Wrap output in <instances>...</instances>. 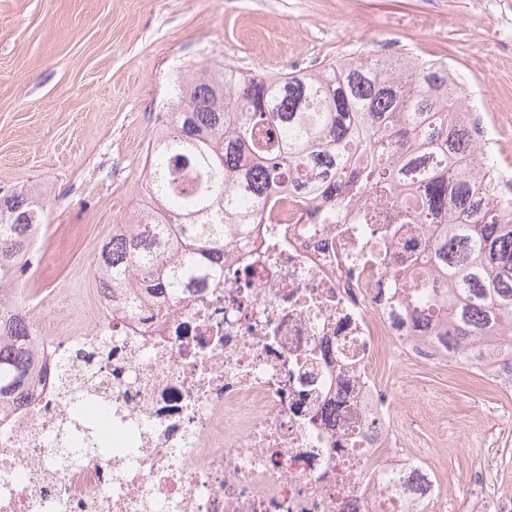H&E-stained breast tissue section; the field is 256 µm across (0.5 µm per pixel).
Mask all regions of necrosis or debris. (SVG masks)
Here are the masks:
<instances>
[{
	"instance_id": "necrosis-or-debris-1",
	"label": "necrosis or debris",
	"mask_w": 512,
	"mask_h": 512,
	"mask_svg": "<svg viewBox=\"0 0 512 512\" xmlns=\"http://www.w3.org/2000/svg\"><path fill=\"white\" fill-rule=\"evenodd\" d=\"M259 241L181 301L97 298L94 329L40 336L34 390L0 413V512H444L453 491L407 447L371 370L445 363L390 272L421 237L383 235L353 210L318 224L279 191ZM112 339L83 404L55 363ZM112 419L111 450L83 426ZM73 419L81 430L60 444ZM494 457L462 486L474 512H512Z\"/></svg>"
}]
</instances>
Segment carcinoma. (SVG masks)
<instances>
[{"mask_svg": "<svg viewBox=\"0 0 512 512\" xmlns=\"http://www.w3.org/2000/svg\"><path fill=\"white\" fill-rule=\"evenodd\" d=\"M464 103L448 64L415 56L332 60L265 78L200 66L179 78L175 107L148 146L145 192L164 207L112 225L94 264L97 287L131 304L142 288L183 299L224 252L261 238L271 188L285 181L328 201L317 213L325 222L385 196L400 224L436 220L392 278L416 318L441 327L432 341L448 360L482 368L476 346L512 333V200L493 198L499 171L478 125L452 120ZM413 173L419 183L405 195ZM43 214L30 188L0 196V407L33 383L36 338L17 282L37 262ZM497 349L496 372L510 389L512 342ZM111 352L103 342L58 362L73 401L88 394L70 383L74 361Z\"/></svg>", "mask_w": 512, "mask_h": 512, "instance_id": "cac0c4a2", "label": "carcinoma"}]
</instances>
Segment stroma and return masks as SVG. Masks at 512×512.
Wrapping results in <instances>:
<instances>
[{
	"label": "stroma",
	"instance_id": "35a3bbf8",
	"mask_svg": "<svg viewBox=\"0 0 512 512\" xmlns=\"http://www.w3.org/2000/svg\"><path fill=\"white\" fill-rule=\"evenodd\" d=\"M448 62L482 92L487 125L512 119V0H0V195L37 186L50 229L20 286L47 335L89 326L95 257L113 225L138 211L148 145L176 78L201 64L241 71L315 70L367 50ZM415 447L435 449L439 479H464L463 442L500 448L512 491V419L462 414L448 439L449 398L512 408L488 373L456 364L374 365Z\"/></svg>",
	"mask_w": 512,
	"mask_h": 512
}]
</instances>
